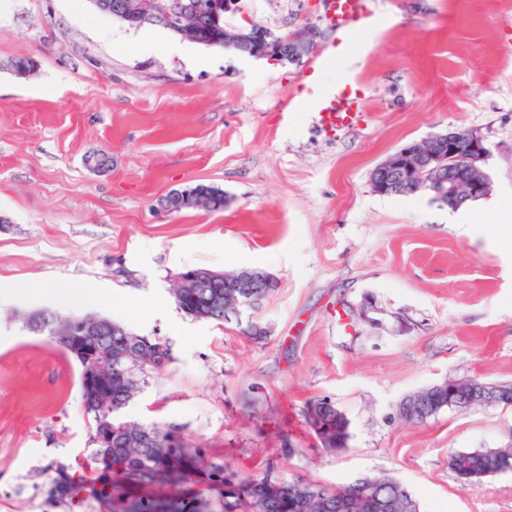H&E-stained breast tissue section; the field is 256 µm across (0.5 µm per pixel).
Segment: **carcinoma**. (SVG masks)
<instances>
[{
  "label": "carcinoma",
  "mask_w": 512,
  "mask_h": 512,
  "mask_svg": "<svg viewBox=\"0 0 512 512\" xmlns=\"http://www.w3.org/2000/svg\"><path fill=\"white\" fill-rule=\"evenodd\" d=\"M180 7H188L196 20L199 44L210 48H224V23L216 22L208 5L210 0H174ZM203 199L202 208L221 211L227 203L224 192L210 185L197 184L182 193ZM232 290L224 287V280L208 281L198 296L186 303L182 312L195 320L226 322L224 304ZM38 334L58 343L56 327L61 317L41 310ZM91 346L99 353L112 357V410L84 405L89 429L112 435L106 448L94 446L85 465L100 471L103 478L101 492H110L118 503L119 512H208L206 500L189 497L171 506H163L152 499L125 501L122 491L128 486L153 482L182 483L187 479L198 457L197 450L188 445L168 444L171 432L156 426H144L120 420L119 413L134 396L147 373L161 369L170 359V349L157 350L152 336L138 335L116 322L112 332L93 338ZM473 381L449 379L435 388L413 395L419 400L412 410L400 413L408 422L420 423L461 401L470 398ZM306 418L321 446L332 453L347 448L349 421L328 398L310 401ZM512 467V447L482 448L457 451L449 456L448 467L456 479L472 488L482 483L502 467ZM209 486L224 489V512H236L245 505L246 512H420L411 491L389 474L365 475L345 486L326 489L303 480L282 482L270 477L237 482L226 473L224 465L213 463L204 471Z\"/></svg>",
  "instance_id": "1"
}]
</instances>
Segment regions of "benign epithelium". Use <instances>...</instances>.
I'll return each mask as SVG.
<instances>
[{
  "label": "benign epithelium",
  "mask_w": 512,
  "mask_h": 512,
  "mask_svg": "<svg viewBox=\"0 0 512 512\" xmlns=\"http://www.w3.org/2000/svg\"><path fill=\"white\" fill-rule=\"evenodd\" d=\"M140 21L163 24L172 17L161 0H141ZM318 30L308 27L300 31L282 30L276 35L265 34L248 38L238 33L237 41H250V50L270 61L301 64L316 46ZM490 150L485 138L472 130L449 129L420 141H412L377 164L370 174L374 193L388 195L397 192L431 191L437 201L451 208L486 198L492 191L483 164ZM228 288L277 287V281L257 270H242L224 277ZM110 331L107 322L94 316L69 321L67 350L94 367L83 386L84 397L96 407H104L112 397V372L98 370L101 355L87 351L88 338Z\"/></svg>",
  "instance_id": "1"
}]
</instances>
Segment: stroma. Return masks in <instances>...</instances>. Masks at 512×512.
<instances>
[{
    "label": "stroma",
    "mask_w": 512,
    "mask_h": 512,
    "mask_svg": "<svg viewBox=\"0 0 512 512\" xmlns=\"http://www.w3.org/2000/svg\"><path fill=\"white\" fill-rule=\"evenodd\" d=\"M272 30L318 29L323 0H240ZM394 25L358 39L340 64L239 66L89 0H0V512H112L91 448L80 365L24 314H97L156 336L170 360L149 373L123 420L170 428L201 448V468L323 487L392 475L420 512H512V470L471 489L448 467L457 451L512 446V404L401 420L400 399L445 378L512 384V0H370ZM35 71L15 74L13 60ZM354 74L356 128L329 135L316 100ZM299 94L293 120L278 113ZM474 130L490 154L488 200L474 230L448 221L431 193L380 196L373 168L403 144ZM105 151L112 166L91 169ZM207 184L229 204L164 212L162 199ZM192 267L260 269L278 286L253 320L196 321L175 305ZM35 281L51 298L27 300ZM328 398L349 420L348 446L324 452L305 419ZM82 479L54 494L58 465Z\"/></svg>",
    "instance_id": "obj_1"
}]
</instances>
